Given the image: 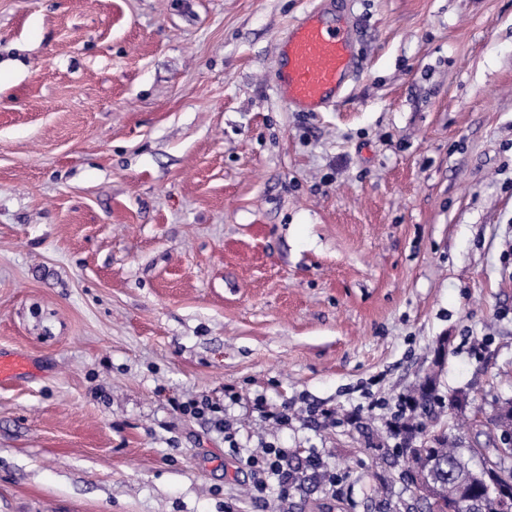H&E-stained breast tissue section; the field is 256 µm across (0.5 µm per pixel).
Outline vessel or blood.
<instances>
[{"label": "vessel or blood", "mask_w": 512, "mask_h": 512, "mask_svg": "<svg viewBox=\"0 0 512 512\" xmlns=\"http://www.w3.org/2000/svg\"><path fill=\"white\" fill-rule=\"evenodd\" d=\"M357 65L354 40L344 18L327 22L311 11L280 45L274 80L283 101L299 112H320L335 103ZM28 360L0 353V381L32 372Z\"/></svg>", "instance_id": "1"}]
</instances>
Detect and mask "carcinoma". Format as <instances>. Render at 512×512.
Here are the masks:
<instances>
[{"label": "carcinoma", "instance_id": "obj_1", "mask_svg": "<svg viewBox=\"0 0 512 512\" xmlns=\"http://www.w3.org/2000/svg\"><path fill=\"white\" fill-rule=\"evenodd\" d=\"M455 394H443L437 377L430 375L418 384L406 402L408 415L401 428L403 445L399 455L405 458L419 484L413 492L425 488L446 510L457 498L471 494L484 512H498L500 500L512 498V482L496 479L492 470L471 467L468 455H483L498 464V446L462 448L460 439L450 433H435L423 419L436 415V410L451 409Z\"/></svg>", "mask_w": 512, "mask_h": 512}]
</instances>
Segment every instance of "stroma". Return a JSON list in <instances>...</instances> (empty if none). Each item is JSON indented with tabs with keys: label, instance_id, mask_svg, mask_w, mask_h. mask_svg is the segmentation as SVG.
Instances as JSON below:
<instances>
[{
	"label": "stroma",
	"instance_id": "obj_1",
	"mask_svg": "<svg viewBox=\"0 0 512 512\" xmlns=\"http://www.w3.org/2000/svg\"><path fill=\"white\" fill-rule=\"evenodd\" d=\"M340 3L307 113L272 71L326 0H0V512H422L369 400L437 370L467 448L512 400V0ZM202 397L320 478L255 498ZM357 65L344 18L327 22L313 10L293 25L280 45L274 80L283 101L299 112H322L336 102ZM34 367L20 355L0 353V381H7L23 373L33 372ZM178 409L184 416L193 419H205L211 425V428L220 434H224V439L231 438L226 436L228 424L224 420L223 409L213 404L208 398L201 400H190L178 405Z\"/></svg>",
	"mask_w": 512,
	"mask_h": 512
}]
</instances>
